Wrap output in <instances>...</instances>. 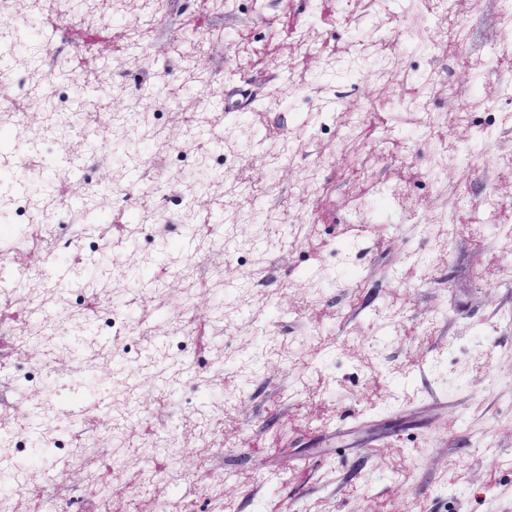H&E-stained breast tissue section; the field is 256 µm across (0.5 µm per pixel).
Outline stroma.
<instances>
[{"mask_svg": "<svg viewBox=\"0 0 512 512\" xmlns=\"http://www.w3.org/2000/svg\"><path fill=\"white\" fill-rule=\"evenodd\" d=\"M142 10L143 0H125L121 19L106 23L90 5L63 0L40 30L58 57L76 59L53 149L43 145L45 122L25 107L34 84L26 53L0 60L16 77L0 110V209L27 194L58 219L92 192L86 232L105 244L88 253L83 278L61 253L40 279L19 263L0 273V290L40 301L31 324L45 338L28 355L48 371L42 383L21 369L0 377V397L47 398L59 411L77 393L95 419L108 392L136 383L166 393L169 405L147 416L139 441L161 493L136 496L134 459L111 497L90 496L91 476L111 462L98 438L59 481L49 478L56 458L33 461L45 484L39 499L15 496L0 469V512H50L65 501L81 512L130 503L135 512H266L274 501L282 512H512V243L503 239L512 167L499 163L512 156V29L498 0H455L449 17L421 0H166L143 48L128 39ZM452 17L468 29L465 45L420 39ZM194 35L205 39L196 65L221 106L201 108L176 51ZM97 58L110 61L112 86L93 105L85 87ZM431 68L458 93L433 100L441 122L424 132L414 81ZM138 80L150 100H138ZM158 113L163 139L150 132ZM190 113L192 133L227 161L226 173L201 184L169 156L191 133L182 121ZM364 113L365 133L351 135ZM489 116L497 131L488 141L480 129ZM29 151L39 166L26 174L19 159ZM140 155L159 173L166 217L112 206L114 188L137 186ZM362 166L369 180L356 177ZM231 176L254 187L250 208L227 195ZM272 183L276 193L264 194ZM490 194L497 207L488 213ZM185 201L213 226L205 253ZM200 259L222 273L219 291L178 275L149 292L156 264ZM128 289L149 293L130 314L136 343H108L74 299L118 305ZM185 303L200 320L190 342L174 329ZM47 314L83 330L59 335ZM276 343L298 359L265 356ZM159 445L174 455L156 453Z\"/></svg>", "mask_w": 512, "mask_h": 512, "instance_id": "1", "label": "stroma"}]
</instances>
